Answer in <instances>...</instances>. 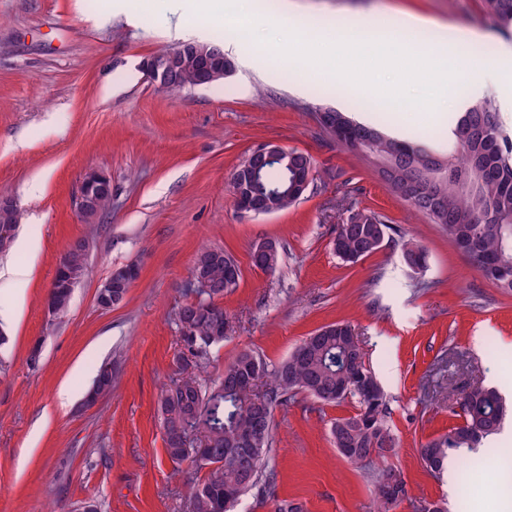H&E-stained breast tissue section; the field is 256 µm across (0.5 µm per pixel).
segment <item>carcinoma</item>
<instances>
[{
	"label": "carcinoma",
	"instance_id": "carcinoma-1",
	"mask_svg": "<svg viewBox=\"0 0 512 512\" xmlns=\"http://www.w3.org/2000/svg\"><path fill=\"white\" fill-rule=\"evenodd\" d=\"M494 24L512 28V0H486ZM454 143L442 156L429 151L419 161L414 155L425 146L391 136L374 144L377 156L388 163L385 184L414 211L437 224L450 243L471 260L495 287L512 291L498 272H512V135L489 101H481L461 113L453 130ZM312 164L309 155L290 150L262 166L257 185L263 189L272 212L286 210L301 200L298 180ZM391 226L375 213L356 212L336 225L333 249L345 262L377 251L376 240L387 236ZM406 266L427 268L428 254L415 240L401 244ZM64 271L51 291L55 314L67 311L73 289L87 275L85 246L77 243L63 260ZM191 273L211 288L197 293V301L178 311L181 350L175 357L179 378L160 396L165 451L169 459L191 462L206 470L205 477L190 481L187 512H232L239 498L261 485L275 496V474L263 468L272 452L273 412L299 394L320 402L339 404L336 386L345 381L346 359L357 357L350 338L351 325L338 321L322 327L320 335L306 337L282 363L269 368L253 350L243 349L224 363V372L209 385L199 372L210 347L224 342L227 315L218 300L240 280L236 261L222 249L204 248ZM97 392L112 388V365L101 366L94 382ZM356 414L337 418L331 440L348 441L353 465L374 466L377 485L376 512H393L405 496L403 482L388 459L397 443L387 419V397L380 384L365 395L357 389ZM462 422L447 433L427 440L420 455L439 476L448 457L462 456L482 440L497 433L508 415L499 393L483 386L472 387L460 402Z\"/></svg>",
	"mask_w": 512,
	"mask_h": 512
}]
</instances>
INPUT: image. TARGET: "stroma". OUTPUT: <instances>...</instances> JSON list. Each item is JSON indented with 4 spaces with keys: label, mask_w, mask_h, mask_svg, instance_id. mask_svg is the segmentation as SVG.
Here are the masks:
<instances>
[{
    "label": "stroma",
    "mask_w": 512,
    "mask_h": 512,
    "mask_svg": "<svg viewBox=\"0 0 512 512\" xmlns=\"http://www.w3.org/2000/svg\"><path fill=\"white\" fill-rule=\"evenodd\" d=\"M129 2L0 0V197L20 209L0 267L34 268L17 318L0 320V512H80L90 501L98 512H186L188 483L200 473L167 457L159 398L175 376L176 314L192 299L191 269L205 247L230 254L241 278L222 300L230 330L210 348L202 383L242 349L273 367L306 336L347 321L387 395L398 442L390 463L408 493L396 512H415L424 500L446 512H502L512 504V420L451 480L429 472L419 446L460 423L471 386L512 404V292L485 280L367 160L338 146L319 112L333 107L444 153L454 140V97L487 98L512 131V60L502 55L512 29H497L485 0H291L277 22L311 40L339 17L414 16L433 21L423 49L444 60L457 32L480 34L473 52L497 65L496 82L464 70L432 111L378 112L355 106L373 92L318 77L316 67L249 39L236 50L248 65L208 87L168 91L147 77L144 60L184 41H211L225 24L198 14L191 0H144L140 12ZM265 142L309 154L314 188L287 210L244 218L227 184ZM91 170L110 177L112 200L87 221L76 201ZM351 207L381 215L401 238L342 262L332 239ZM405 238L427 249L425 271L404 264ZM266 239L281 246L272 272L250 263ZM77 240L88 273L67 312L53 317L45 299ZM129 263L140 275L125 301L100 307L99 289ZM105 361L114 367L112 390L86 404ZM357 408L351 398L324 404L300 394L275 409L267 465L279 498L304 512H374L369 475L329 435L336 418Z\"/></svg>",
    "instance_id": "1"
}]
</instances>
